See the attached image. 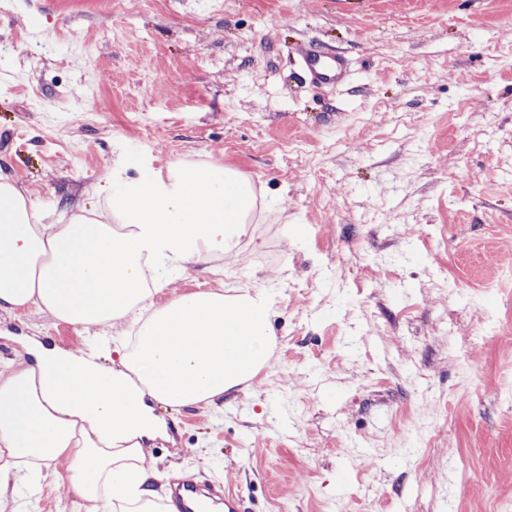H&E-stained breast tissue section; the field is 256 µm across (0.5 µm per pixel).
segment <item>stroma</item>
Here are the masks:
<instances>
[{"mask_svg":"<svg viewBox=\"0 0 512 512\" xmlns=\"http://www.w3.org/2000/svg\"><path fill=\"white\" fill-rule=\"evenodd\" d=\"M315 42L351 80L316 93ZM246 175L238 256L155 296L263 284L277 343L145 448L245 512H512V0H12L0 172L71 216L111 172ZM81 329L0 311V362ZM16 512H77L44 482Z\"/></svg>","mask_w":512,"mask_h":512,"instance_id":"stroma-1","label":"stroma"}]
</instances>
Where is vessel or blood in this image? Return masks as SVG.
<instances>
[{
	"mask_svg": "<svg viewBox=\"0 0 512 512\" xmlns=\"http://www.w3.org/2000/svg\"><path fill=\"white\" fill-rule=\"evenodd\" d=\"M300 60L304 74L315 86L336 87L348 77L344 60L323 48L302 47ZM241 508V494L224 483H201L189 478L170 484L168 497L160 502L161 512H241Z\"/></svg>",
	"mask_w": 512,
	"mask_h": 512,
	"instance_id": "b4317fda",
	"label": "vessel or blood"
}]
</instances>
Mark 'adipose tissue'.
<instances>
[{"instance_id":"ef3b65f1","label":"adipose tissue","mask_w":512,"mask_h":512,"mask_svg":"<svg viewBox=\"0 0 512 512\" xmlns=\"http://www.w3.org/2000/svg\"><path fill=\"white\" fill-rule=\"evenodd\" d=\"M104 210L50 222L0 175V311L36 309L81 327V348L29 347L0 369V507L9 489L36 495L49 458L93 512H154L145 443L161 432L153 407L213 404L252 379L275 344L270 293L199 289L154 296L173 273L237 256L256 209L250 179L227 166L185 164L167 177H112ZM126 326L111 345L103 331Z\"/></svg>"}]
</instances>
